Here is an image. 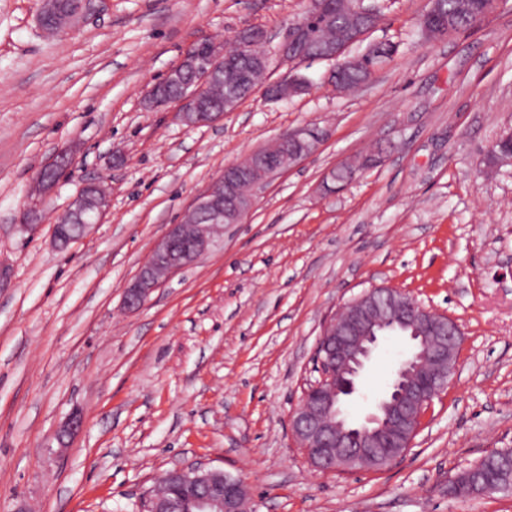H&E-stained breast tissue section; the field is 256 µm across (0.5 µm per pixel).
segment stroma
<instances>
[{
	"label": "stroma",
	"mask_w": 512,
	"mask_h": 512,
	"mask_svg": "<svg viewBox=\"0 0 512 512\" xmlns=\"http://www.w3.org/2000/svg\"><path fill=\"white\" fill-rule=\"evenodd\" d=\"M377 27L350 54L396 53L359 88L333 65L306 68L309 93L255 91L210 125L151 110L145 96L190 44L268 37L269 75L308 0H102L66 33L38 25L42 0H0V512H141L178 467L220 468L249 485L257 512H512V492L460 497L451 480L512 448V166L486 153L512 129V0L469 30L418 33L429 0H376ZM320 141L274 179L237 224L131 312L124 289L170 225L226 166L304 127ZM386 145L381 163L333 195L321 182ZM76 165L22 228L41 167ZM102 178L109 207L67 249L56 214ZM374 286L401 288L464 331L447 390L398 462L314 471L288 418L319 377L326 319ZM408 353L384 338L350 419H362ZM85 425L55 436L71 412Z\"/></svg>",
	"instance_id": "1"
}]
</instances>
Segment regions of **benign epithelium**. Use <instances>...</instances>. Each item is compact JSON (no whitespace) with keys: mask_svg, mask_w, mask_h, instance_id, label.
Returning <instances> with one entry per match:
<instances>
[{"mask_svg":"<svg viewBox=\"0 0 512 512\" xmlns=\"http://www.w3.org/2000/svg\"><path fill=\"white\" fill-rule=\"evenodd\" d=\"M99 0H77V7L64 11L59 0H43L38 17L44 27L54 20L55 31L63 32L85 20L97 9ZM308 20L303 18L293 25L286 39L279 45L278 54L286 62L299 68L317 61H334L331 73L334 84L338 75L350 63L369 58L370 74H375L381 54L372 44L360 56H351L348 49L362 41L371 28L357 19L349 39L331 45L321 53L307 52ZM208 50L200 55L197 44L190 45L170 72L191 71L184 81V90L176 98L160 99L156 89L148 93V102L158 108L175 106L176 116L184 124L201 126L224 116L211 112L204 105V89L210 74L223 69L231 78L238 76L236 62L224 57L223 50L206 42ZM297 86L296 78L286 77L270 82L264 94L274 100L288 86ZM73 159L66 150L59 151L45 165L37 177L39 194L46 196L55 187L56 173L71 168ZM237 165L224 170L192 205L190 215L199 221L195 236L184 238L182 225L173 224L154 246L150 262L141 267L135 278L125 287L123 304L128 310L144 305L163 279L192 265L211 243V229L230 222L236 224L248 213L254 199L242 200L235 190ZM97 179L84 181L64 210L57 214L53 227V241L59 248L73 242L70 238L73 216L87 215L79 225L78 237L99 223L105 209L92 210L90 198L98 188ZM394 332L410 343L409 353L399 361L392 372L390 384L374 408L361 421H351L344 404L357 392L358 381L377 350L383 335ZM463 341L460 326L448 316L417 302L398 288L372 287L345 304L339 314L324 325L321 337L325 355L320 360V378L304 391L300 404L289 418L292 436L298 441L309 466L318 472H350L356 470L380 471L403 457L436 397L445 391L454 374L458 353ZM81 414H73L66 422L57 440L65 446L82 428ZM166 480L175 488L173 498L152 495L147 499V512H254L249 489L236 476L215 468H175L166 474ZM455 493L461 496L487 494L490 489L470 478L463 471L457 480Z\"/></svg>","mask_w":512,"mask_h":512,"instance_id":"obj_1","label":"benign epithelium"}]
</instances>
